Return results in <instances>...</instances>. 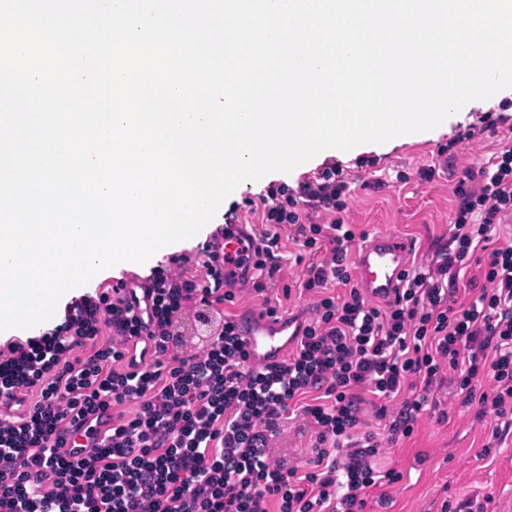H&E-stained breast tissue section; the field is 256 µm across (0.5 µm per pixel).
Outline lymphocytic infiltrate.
<instances>
[{"label": "lymphocytic infiltrate", "mask_w": 512, "mask_h": 512, "mask_svg": "<svg viewBox=\"0 0 512 512\" xmlns=\"http://www.w3.org/2000/svg\"><path fill=\"white\" fill-rule=\"evenodd\" d=\"M346 188L331 171L296 191L269 186L266 230L240 257L261 294L282 269L281 228L327 248L296 283L314 315L281 362L251 361L208 244L203 276L154 269L72 301L55 329L0 353V512H366L371 491L402 479L381 465L385 447L425 407L447 422L444 384L511 429L512 245L493 231L512 216V146L463 169L447 245L385 303L354 282L351 226L312 219L341 211ZM106 410L101 443L72 459L65 433ZM294 417L311 438L301 466L275 450Z\"/></svg>", "instance_id": "lymphocytic-infiltrate-1"}]
</instances>
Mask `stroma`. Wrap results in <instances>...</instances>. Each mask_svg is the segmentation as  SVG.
<instances>
[{
	"instance_id": "1",
	"label": "stroma",
	"mask_w": 512,
	"mask_h": 512,
	"mask_svg": "<svg viewBox=\"0 0 512 512\" xmlns=\"http://www.w3.org/2000/svg\"><path fill=\"white\" fill-rule=\"evenodd\" d=\"M506 99L512 100V88L498 92L493 101L450 116L447 127L438 132L393 147L329 154L304 169L271 173L265 181L230 195L214 222L221 227L232 217L264 232L261 196L268 184L284 183L294 189L318 181L334 166L341 169L349 185L346 207L336 217L319 214L318 223L329 224L338 218L359 234L399 232L415 242L416 262H428L435 248L448 239L455 207L453 190L463 168L481 166L507 142L501 135L463 143L457 137L485 113L497 111ZM428 165L436 166L438 172L433 181L425 182L419 170ZM280 235L284 239L283 267L279 280L269 284L266 298L288 313L310 312L312 298L283 295L285 286L293 284L302 270L295 262L302 249L289 240L288 229H281ZM475 412V407L461 406L458 397L452 396L447 423H437L430 413H423L412 436L400 439L386 452L385 463L403 471L404 478L390 488L389 505L374 512H437V504L444 498L476 492L494 493L498 512H512V432L489 457H482L489 425L476 421Z\"/></svg>"
}]
</instances>
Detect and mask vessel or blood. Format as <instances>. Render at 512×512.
<instances>
[{
	"mask_svg": "<svg viewBox=\"0 0 512 512\" xmlns=\"http://www.w3.org/2000/svg\"><path fill=\"white\" fill-rule=\"evenodd\" d=\"M225 234L217 238L218 253L236 251L241 243L254 240L253 228L244 224L225 225ZM410 241L396 232H376L355 248V274L359 288L375 301L392 297L393 290L408 266ZM238 326L251 359L257 364L280 361L288 347L287 328L272 323L260 314L239 320ZM110 425L105 414H95L66 437V449L73 459H81Z\"/></svg>",
	"mask_w": 512,
	"mask_h": 512,
	"instance_id": "b4317fda",
	"label": "vessel or blood"
}]
</instances>
